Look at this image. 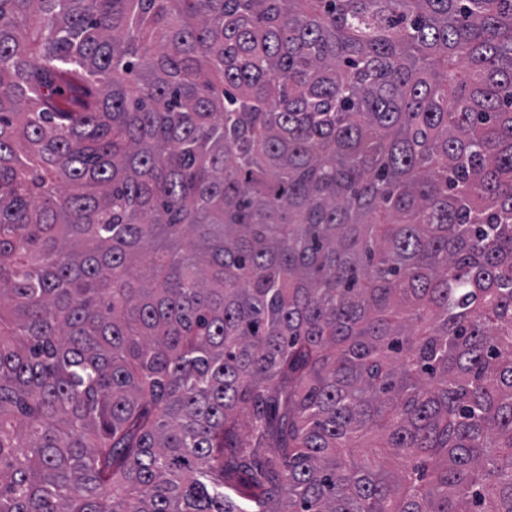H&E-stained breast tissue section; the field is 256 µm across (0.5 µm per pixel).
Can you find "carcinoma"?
<instances>
[{"mask_svg":"<svg viewBox=\"0 0 512 512\" xmlns=\"http://www.w3.org/2000/svg\"><path fill=\"white\" fill-rule=\"evenodd\" d=\"M0 512H512V0H0Z\"/></svg>","mask_w":512,"mask_h":512,"instance_id":"obj_1","label":"carcinoma"}]
</instances>
